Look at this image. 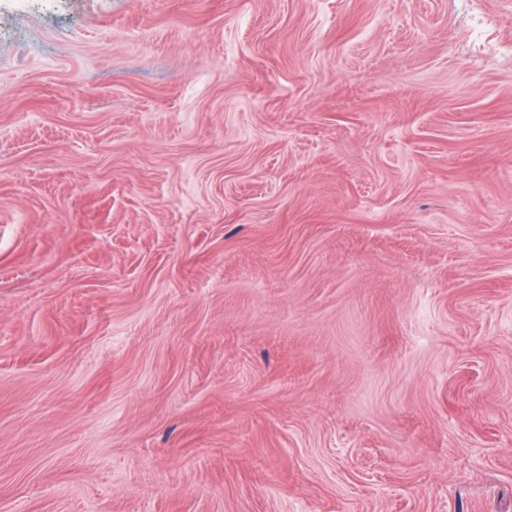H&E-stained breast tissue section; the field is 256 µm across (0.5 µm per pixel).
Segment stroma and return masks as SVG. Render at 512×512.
<instances>
[{
	"mask_svg": "<svg viewBox=\"0 0 512 512\" xmlns=\"http://www.w3.org/2000/svg\"><path fill=\"white\" fill-rule=\"evenodd\" d=\"M0 512H512V0H0Z\"/></svg>",
	"mask_w": 512,
	"mask_h": 512,
	"instance_id": "stroma-1",
	"label": "stroma"
}]
</instances>
